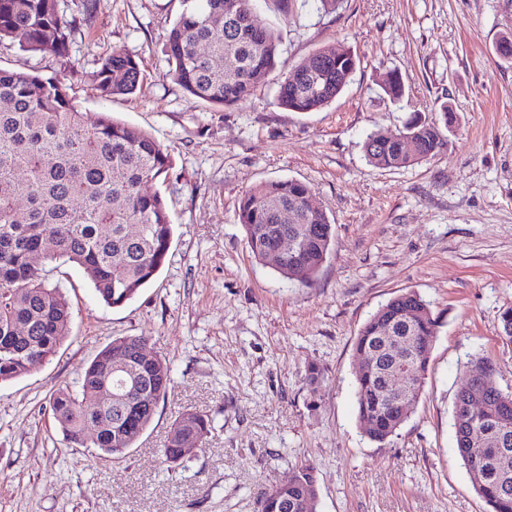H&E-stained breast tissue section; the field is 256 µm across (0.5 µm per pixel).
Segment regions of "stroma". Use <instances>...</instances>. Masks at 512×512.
<instances>
[{"mask_svg":"<svg viewBox=\"0 0 512 512\" xmlns=\"http://www.w3.org/2000/svg\"><path fill=\"white\" fill-rule=\"evenodd\" d=\"M76 28L67 59L0 45V68L64 78L88 115L150 132L172 160L154 188L173 219L157 277L121 307L70 263L47 280L72 311L69 334L42 369L0 383V512H257L265 489L296 466L316 470L318 512H487L456 451L453 406L471 368L494 363L512 391V65L495 53L512 30V0H343L332 13L295 0L258 15L280 39V66L230 108L175 79L166 33L180 0H64ZM359 58L344 92L317 112L276 103L282 67L318 50ZM136 56L131 96L101 98V57ZM401 74L406 95L382 88ZM456 121L440 154L401 169L367 163L370 132L399 133L413 112ZM293 178L335 227L317 276L302 285L255 260L238 222L253 186ZM414 291L439 318L424 389L385 445L356 416L354 340L380 305ZM149 337L173 388L122 459L66 447L49 398L74 386L112 337ZM323 378L309 386L305 367ZM207 415L206 443L175 467L159 454L186 412Z\"/></svg>","mask_w":512,"mask_h":512,"instance_id":"obj_1","label":"stroma"}]
</instances>
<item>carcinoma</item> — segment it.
Segmentation results:
<instances>
[{
	"instance_id": "carcinoma-1",
	"label": "carcinoma",
	"mask_w": 512,
	"mask_h": 512,
	"mask_svg": "<svg viewBox=\"0 0 512 512\" xmlns=\"http://www.w3.org/2000/svg\"><path fill=\"white\" fill-rule=\"evenodd\" d=\"M75 20L62 0H0V42L20 35L31 52L68 55ZM169 60L181 87L210 105L230 107L256 89V76L277 67L279 37L257 19L254 0H181L167 34ZM237 58L224 68V55ZM357 60L347 48L316 51L285 73L277 104L293 112L331 105L350 81ZM140 62L116 53L93 72L103 98L136 94ZM394 102L404 84L393 75L384 87ZM414 151L379 131L363 143L367 162L400 169L436 156L446 145L438 121L414 114L405 125ZM170 156L144 130L101 113L78 110L65 81L0 68V383L42 368L69 334L71 309L47 283L49 265L63 260L81 270L106 305L132 300L163 266L172 222L163 196L144 190L167 177ZM312 188L296 179L260 183L241 199L238 221L253 256L282 277L307 284L326 261L333 242L328 215L312 208ZM290 212L292 222L279 221ZM291 246L283 250V240ZM438 318L417 293L400 294L363 324L355 348L369 363L355 372L357 421L382 446L405 422L385 375L401 363L415 374L405 399L422 393ZM172 388L170 362L146 336H117L86 365L79 389L60 387L49 408L64 442L121 459L152 423ZM456 449L488 512H512V393L496 381L487 359L459 388L453 411ZM208 416L188 413L174 421L161 449L165 463L185 459L183 443L206 440ZM314 467H296L288 483L263 492L259 512H318Z\"/></svg>"
}]
</instances>
